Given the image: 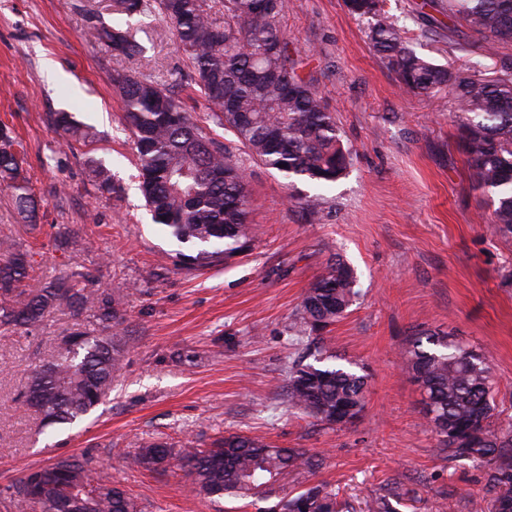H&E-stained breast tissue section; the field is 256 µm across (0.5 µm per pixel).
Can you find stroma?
Returning <instances> with one entry per match:
<instances>
[{"mask_svg":"<svg viewBox=\"0 0 512 512\" xmlns=\"http://www.w3.org/2000/svg\"><path fill=\"white\" fill-rule=\"evenodd\" d=\"M415 0H386L418 54L454 66L455 42L424 32ZM113 0H0V123L27 148L25 175L38 202L28 225L0 192V239L27 250L30 291L72 272L87 291L116 298L125 366L111 393L74 424H50L19 394L32 368L53 360L65 336L103 335L91 313L62 305L30 328L0 326V490L28 469L88 456L142 512H257L191 493L175 466L128 468L139 446L209 447L230 433L303 448L318 469L286 488L318 484L344 512H367L391 493L399 512H472L492 497L484 468L442 451L420 411L399 353L421 329H439L486 357L495 381L493 428L512 423V237L491 222L490 196L452 118L448 93H403L373 52L367 17L344 0H288L281 26L302 72L322 92L352 155L347 174L320 188L290 181L243 151L254 240L250 250L189 269L178 243L152 220L138 189L136 150L112 82L146 76L173 91L224 145L233 137L189 83L190 61L158 10L131 20L144 55L113 56L90 33L112 21ZM65 112L79 142L51 123ZM106 168L116 193L91 178ZM320 202L318 214L298 198ZM340 257L358 296L326 336L329 354L367 377L358 420L328 426L290 407L288 367L305 353L288 331L306 288Z\"/></svg>","mask_w":512,"mask_h":512,"instance_id":"1","label":"stroma"}]
</instances>
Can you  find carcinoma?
<instances>
[{
  "label": "carcinoma",
  "instance_id": "cac0c4a2",
  "mask_svg": "<svg viewBox=\"0 0 512 512\" xmlns=\"http://www.w3.org/2000/svg\"><path fill=\"white\" fill-rule=\"evenodd\" d=\"M116 11L131 19L157 7L171 24L178 48L191 60L195 85L214 107V116L245 152L290 179L332 183L350 165L336 121L301 62L289 50L280 26L287 0H224L217 16L205 0H115ZM348 12L374 20L368 38L373 51L396 73L405 93L432 99L444 87L454 104L480 188L494 203L492 223L512 236V76L484 79L433 63L409 48L403 29L388 15L385 0H344ZM415 12L428 30L448 37H476L481 56L493 58L512 45V0H422ZM448 17L443 24L437 15ZM92 36L117 55L135 58L144 46L120 22H99ZM124 120L134 136L141 169L139 190L155 223L180 243L200 247L195 265L214 255L247 251L253 241L250 197L244 169L224 143L204 132L189 113L147 77L119 75ZM24 151L7 126L0 125V190L17 209L35 213V200L22 174ZM0 264V323L31 326L66 304L79 317L95 309L105 323L117 320L109 295L78 287L77 272L32 293L22 287L27 261L12 244ZM356 274L342 259L330 261L307 288L295 319L296 340L313 361L288 367V402L329 425L356 421L364 410L367 378L349 366L312 351L323 332L354 301ZM65 353L33 370L22 405L49 422L73 421L91 411L112 390L125 358L119 336L63 340ZM403 369L422 393V405L439 444L456 457L486 470L495 493L493 512H512V425L492 428L494 382L485 357L441 332L424 330L402 354ZM130 466L156 471L175 465L204 497L267 500L274 486L294 471L315 466L304 448H282L256 435L233 433L213 447L174 449L165 442L144 446L128 457ZM6 492L24 499L30 512H140L138 503L88 458L67 457L29 469ZM269 512H336L334 495L319 486L284 493Z\"/></svg>",
  "mask_w": 512,
  "mask_h": 512
}]
</instances>
